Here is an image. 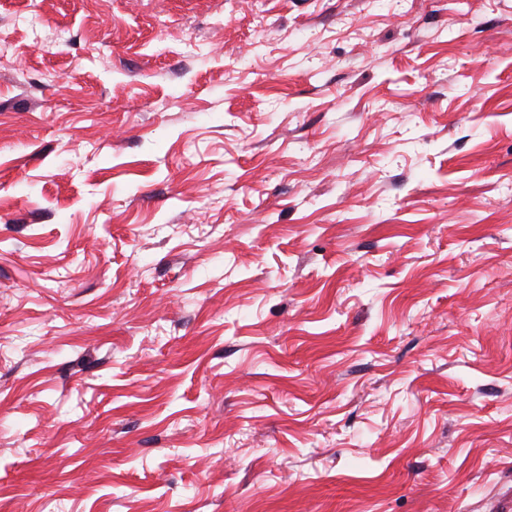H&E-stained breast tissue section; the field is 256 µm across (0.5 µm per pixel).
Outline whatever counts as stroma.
Listing matches in <instances>:
<instances>
[{"mask_svg": "<svg viewBox=\"0 0 512 512\" xmlns=\"http://www.w3.org/2000/svg\"><path fill=\"white\" fill-rule=\"evenodd\" d=\"M0 512H512V0H0Z\"/></svg>", "mask_w": 512, "mask_h": 512, "instance_id": "1", "label": "stroma"}]
</instances>
